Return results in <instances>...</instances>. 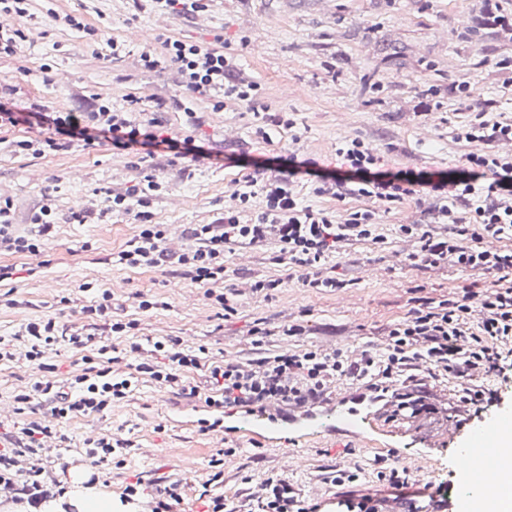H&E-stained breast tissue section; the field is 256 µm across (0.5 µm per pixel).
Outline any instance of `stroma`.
<instances>
[{"mask_svg":"<svg viewBox=\"0 0 512 512\" xmlns=\"http://www.w3.org/2000/svg\"><path fill=\"white\" fill-rule=\"evenodd\" d=\"M497 15L512 18V0H213L206 11L189 16L140 8L134 0H30L27 16L0 19L4 27L24 32L15 52L0 57V84L13 88L18 106L46 105L58 112H87L98 99L120 109L133 95L167 136L180 139L196 130L215 150L227 153H294L331 169L341 163L337 148L356 138L373 150L381 166L451 171L463 168L476 149L459 137L475 111L488 112L494 120L512 114V84L497 68L500 59L512 56V28L496 25ZM71 16L78 26L68 24ZM165 36L202 47L223 38L241 73L260 86L255 107L219 112L209 101L184 96L174 69L145 71L141 51ZM112 38L123 44L121 56H113ZM174 96L182 98V107L156 108L157 99ZM189 108L194 117L186 116ZM260 109L271 117L264 124V140L255 135ZM38 136V130L15 128L0 138V197L13 203L15 232L34 233L30 217L44 201H51L55 215L51 231L41 238L45 249L40 255L0 254V263L15 267L11 285L20 300L16 306L0 301V337L21 350L29 345L21 331L31 320L53 318L80 328L83 307L105 290L112 294L114 318L136 324L129 335L99 337L82 350L60 341L43 369L21 357L0 362V404L7 409L0 430L5 432L19 431L28 419L16 410L21 390L84 373L97 365L101 347L115 349L114 373L135 378L121 403L57 421L53 438L38 454L46 482L65 486L71 469H90L86 439L111 434L131 446L97 487L117 501L127 484L147 482L137 512H151L165 487L176 495L174 512H205L199 489L209 477L212 456L224 446L234 453L224 459L218 491L237 504L247 502L273 474L288 480L308 504L319 493L326 499L377 498L389 504L404 499L412 512H431V492L462 494L455 475L458 451L480 418L512 410V370L498 384L504 404L479 415L461 401L459 381L423 369L412 376L423 385L427 411L402 416L393 401L381 402L389 426L406 431L415 449H434L430 467L401 489L378 480L373 469L374 457L390 454L386 444L359 447L351 438H313L290 457L237 438L221 443L196 423L204 402L136 372L138 364L155 360L154 342L168 338L190 350L207 347L216 357L228 351L240 361L310 344L328 352L378 349L390 326L422 301L490 287L486 276L456 266L409 265L412 243L401 235L400 225L428 224L442 236L457 230L429 197L419 192L387 209L358 196H320L310 182L300 181L293 186L299 201L328 210L337 220L374 210L385 244L354 241L343 247L335 258V275L346 286L334 292L303 286L299 272L276 263L279 247L272 241L234 248L224 256V285H206L168 267L113 265V256L137 234L139 221L118 211L100 217L101 191L122 193L155 174L163 188L149 207L150 221L166 225L169 249L184 250L190 245L188 226L221 217L248 169L167 156L143 162L113 151L108 143L44 156L12 146ZM75 212L85 215V223H71ZM264 276L283 280L268 299L251 290ZM226 287L236 311L220 320L215 297ZM142 295L158 298L162 308L142 311ZM284 324L304 325L306 333L278 335ZM259 328L273 335L258 348L252 333ZM342 469L356 470L357 480L337 484Z\"/></svg>","mask_w":512,"mask_h":512,"instance_id":"1","label":"stroma"}]
</instances>
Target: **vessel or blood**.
Wrapping results in <instances>:
<instances>
[{
  "label": "vessel or blood",
  "mask_w": 512,
  "mask_h": 512,
  "mask_svg": "<svg viewBox=\"0 0 512 512\" xmlns=\"http://www.w3.org/2000/svg\"><path fill=\"white\" fill-rule=\"evenodd\" d=\"M375 400L353 394L336 397L327 411L335 413L336 423L322 427L323 412L312 408L289 411L270 406L251 411L238 409L224 413L223 438L247 436L265 445H298L315 434L332 438L349 436L367 441L374 434L384 433L375 413ZM512 430V415L502 414L484 421L474 428L460 451L458 469L466 481L480 485L487 499H498L501 494L499 480V441ZM387 434V433H384ZM390 441H397V433L387 434Z\"/></svg>",
  "instance_id": "b4317fda"
}]
</instances>
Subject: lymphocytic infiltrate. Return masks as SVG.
I'll return each instance as SVG.
<instances>
[{
  "label": "lymphocytic infiltrate",
  "instance_id": "1",
  "mask_svg": "<svg viewBox=\"0 0 512 512\" xmlns=\"http://www.w3.org/2000/svg\"><path fill=\"white\" fill-rule=\"evenodd\" d=\"M141 58L144 69L149 71L176 69L185 94L213 101L218 109L251 103L257 94L256 82L236 75V58L225 53L220 40L202 47L166 38L159 47L143 51ZM18 126L47 130L43 147L50 151H66L75 145L89 149L106 141L118 152L145 159L171 153L180 159H203L222 167L244 164L243 156L212 151L196 136L180 140L164 137L155 122L132 118L129 111L112 109L107 103L97 104L81 116L42 105L19 110L12 102L11 90H0V128ZM460 137L469 143H483L488 150L468 155L467 169L454 173L382 168L357 139L340 148L343 162L333 171L312 168L294 155L276 157L275 178L263 182L245 179L238 192L244 205L263 197L264 208L247 223L241 222L237 212L228 211L212 223L193 225L190 236L195 245L179 256L178 263L192 280L217 284L224 280L226 249L273 239L279 247L278 263L302 269L306 287L336 290L343 283L326 273L327 259L337 247L353 241L383 243L375 214L358 210L345 221H337L330 212L301 205L289 189L290 182L307 179L318 194L363 196L387 204L402 202L421 187L433 192L439 212L458 224L459 231L455 238L442 239L430 231L419 232L414 226L401 225L402 233L418 239L412 261L425 265L451 263L480 270L494 277V292L482 295L465 288L456 299L420 304L390 330L383 354H367L358 362L339 350L325 353L308 347L249 363H221L158 341L154 347L164 352L167 367L157 369L142 364L139 372L180 387L183 394L201 398L208 407L217 409L227 405L261 406L270 401L286 407L313 405L322 400L327 382L334 378L357 381L369 391L385 395L420 365L432 375L461 380L469 403L500 402L498 391L485 386L484 381L512 367V249L493 253L482 249L481 242L487 237H512V157L503 158L490 150L492 143L512 139V120H493L480 111ZM161 188L157 176L148 174L134 192L107 194L105 212L133 211L142 221L129 249L117 254L115 264L134 268L156 267L165 262L161 247L164 227L148 223L146 212ZM461 205L471 213L465 223L456 214ZM31 221L39 226L37 235L15 234L13 204L0 201V253L38 252L41 236L49 233L54 224L51 204H43ZM24 333L30 341L27 357L33 362L44 360L59 337H67L76 349L88 343L85 335L67 334L51 318L28 322ZM188 370L203 371L204 385L185 383L184 373ZM131 387V378L113 374L111 366L102 364L65 386L50 381L36 383L31 394L18 395L17 400L27 404L32 395L46 397L54 416L68 418L104 410L125 398ZM47 432L41 422L30 421L22 427L12 447L0 448V486L16 488L34 508L52 495L40 480V467L33 463L39 438ZM219 464V459L211 460L214 472L201 486L200 496L207 503V512H316L315 507L306 506L299 499L288 481L278 476L266 478L264 496L242 506L230 505L216 492L224 481Z\"/></svg>",
  "mask_w": 512,
  "mask_h": 512
}]
</instances>
